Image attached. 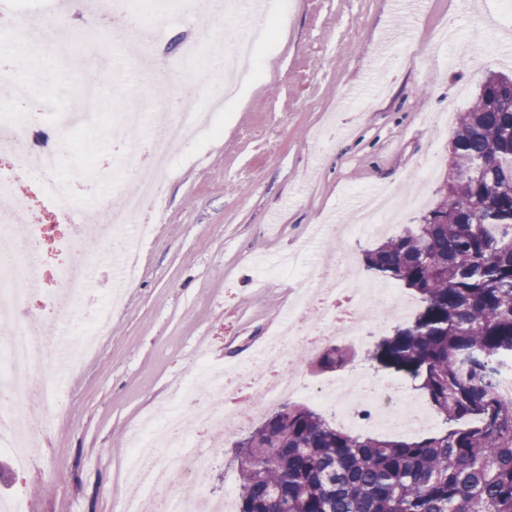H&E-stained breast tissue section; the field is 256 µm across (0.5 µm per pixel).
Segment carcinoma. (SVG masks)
I'll list each match as a JSON object with an SVG mask.
<instances>
[{
  "label": "carcinoma",
  "instance_id": "cac0c4a2",
  "mask_svg": "<svg viewBox=\"0 0 512 512\" xmlns=\"http://www.w3.org/2000/svg\"><path fill=\"white\" fill-rule=\"evenodd\" d=\"M449 162L460 170L420 222L365 253L421 302L369 358L408 378L443 429L375 438L284 403L239 456V512H512V397L498 382L512 357V74L486 76ZM355 356L330 344L315 365L342 371Z\"/></svg>",
  "mask_w": 512,
  "mask_h": 512
}]
</instances>
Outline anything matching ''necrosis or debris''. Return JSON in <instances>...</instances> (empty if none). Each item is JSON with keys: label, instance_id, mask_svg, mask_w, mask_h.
Listing matches in <instances>:
<instances>
[{"label": "necrosis or debris", "instance_id": "obj_1", "mask_svg": "<svg viewBox=\"0 0 512 512\" xmlns=\"http://www.w3.org/2000/svg\"><path fill=\"white\" fill-rule=\"evenodd\" d=\"M17 14L12 24L11 48L13 53L29 54L33 67L25 74L0 72V82L12 86L16 100L20 101L30 94L34 83L53 79L67 47L60 38L35 33L24 19L25 9H18ZM257 39V34L248 28H240L234 45L224 52L221 76L212 82L204 104L191 102L164 112L158 98L144 96L139 111L113 113L110 132L118 143L126 142L134 126H152L154 134L145 144L125 152L116 166L93 165L90 181L120 186L121 202L116 207H102L98 223L76 226L62 240L61 246L72 261L58 272L60 292L55 295L50 312L25 316L19 313L41 278L40 263L28 246L41 239L42 227L28 220L32 209L28 196L17 192L10 175L0 174V195L13 199L11 213L0 215V362L5 365L0 371V437L5 438L7 447L19 460L32 461L35 430L52 425L60 405L62 378L77 368L81 353L96 345L98 333L110 322L113 309L124 303L119 291H111L102 300L80 343L69 338L50 341L56 319L65 316L69 302L82 299L89 289L86 272L97 257L85 250V237L92 235L113 245L128 224L137 226L140 239L153 237L155 226L148 209L163 195V175L171 169L175 146L202 130L218 135L222 103L235 95L240 75L257 69ZM101 75V68L90 62L84 64L82 76L87 93L80 103L58 113L56 120L62 132L94 130L99 105L95 89ZM35 118L32 112L1 111L0 153L14 155L18 164L45 176L53 190L50 201L55 208L73 209L78 180L75 174L64 171L55 148L30 151L18 147ZM311 307L317 308L318 320L310 326L304 313ZM406 309L389 286L357 282L344 261L335 272L321 274L300 289L296 303L278 317L285 325L283 333L268 337L257 349L256 357L270 365L284 354L299 361L304 354L326 346L332 338L361 334L365 325L386 327ZM203 388L223 396L225 409L198 405L197 392ZM297 389L294 376L276 372L255 377L240 364L219 373L203 372L201 377L178 386L184 399L195 403L193 417L198 432L205 436L256 419L283 395ZM244 391L250 392L252 398L246 406H237V396ZM321 393L325 402L335 408L337 420L354 425L376 421L387 427L411 428L423 421L414 407L413 396L396 379L375 382L343 374L323 387ZM192 445L179 411L163 414L159 424L137 428L136 440L129 447L124 464L125 496L120 512H154L151 489L173 479L178 487L166 501V512H223L224 499L233 498L235 492L225 489L220 501L204 493L194 481V474L204 461L187 455L186 450ZM163 448L175 449L176 454L161 465L157 459Z\"/></svg>", "mask_w": 512, "mask_h": 512}]
</instances>
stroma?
Instances as JSON below:
<instances>
[{"label":"stroma","mask_w":512,"mask_h":512,"mask_svg":"<svg viewBox=\"0 0 512 512\" xmlns=\"http://www.w3.org/2000/svg\"><path fill=\"white\" fill-rule=\"evenodd\" d=\"M455 25L462 41L492 28L486 57L448 58L438 35ZM225 28L221 15L165 28L155 52L174 59L172 42L209 45ZM512 24L500 22L497 0H420L412 17L392 0H289L288 15L260 45V72L220 136H198L175 149L176 162L158 205L153 238L125 235L142 256L143 273L126 287V302L102 331L94 351L62 381V406L35 461L23 465L0 447V499L29 497L35 512H118V479L128 437L156 410L178 406L176 382L205 354L211 368L243 362L268 374L252 351L277 327L313 269L336 262L325 224H352L373 190L422 194L433 205L448 176L449 146L486 74L512 70ZM215 73L178 69L170 81L130 86L114 76L101 95L134 109L138 94L183 95L205 101ZM449 112L432 132L428 112ZM32 217L44 227L39 250L45 280L28 308L48 305L66 257L58 239L75 225L97 223L107 185L77 189L68 215L50 209L39 179L10 157L0 158ZM424 206H409L402 225ZM303 269L263 277L260 262L295 251ZM222 433L195 473L212 497L237 483L229 450L249 433Z\"/></svg>","instance_id":"1"}]
</instances>
